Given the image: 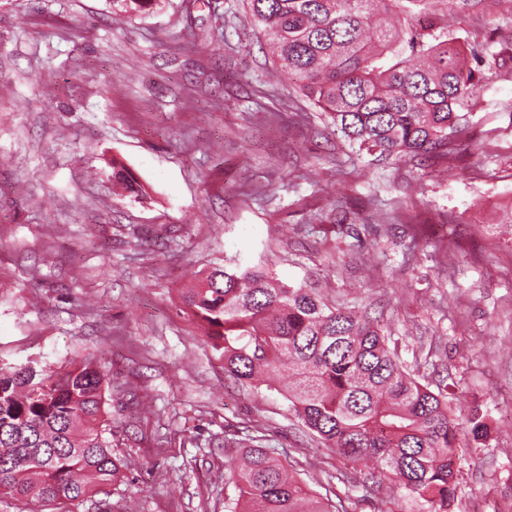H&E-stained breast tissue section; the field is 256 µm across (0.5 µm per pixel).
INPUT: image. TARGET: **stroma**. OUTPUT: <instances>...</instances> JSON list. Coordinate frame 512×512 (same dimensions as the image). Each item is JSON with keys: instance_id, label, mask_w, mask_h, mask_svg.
<instances>
[{"instance_id": "obj_1", "label": "stroma", "mask_w": 512, "mask_h": 512, "mask_svg": "<svg viewBox=\"0 0 512 512\" xmlns=\"http://www.w3.org/2000/svg\"><path fill=\"white\" fill-rule=\"evenodd\" d=\"M448 22L483 58L468 122L448 156L385 158L275 77L242 0H0V366L97 355L127 464L74 512H225L248 435L340 512H428L340 482L279 392L225 380L181 297L218 267L376 317L458 422L489 425L449 512H512V0ZM159 0H112V10L128 17H141L149 14ZM112 179L120 184L127 194L135 200L143 195L141 185L138 181L117 161L112 164Z\"/></svg>"}]
</instances>
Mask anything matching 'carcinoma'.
Masks as SVG:
<instances>
[{"label": "carcinoma", "instance_id": "obj_1", "mask_svg": "<svg viewBox=\"0 0 512 512\" xmlns=\"http://www.w3.org/2000/svg\"><path fill=\"white\" fill-rule=\"evenodd\" d=\"M159 0H112L141 17ZM275 63L361 149L382 156L448 154L479 78L448 38V0H244ZM112 179L142 188L120 163ZM222 351L228 379L251 389L288 370L289 409L324 446L367 468L369 488L393 479L430 512H448L468 434L488 437L476 411L463 427L388 346L377 321L329 307L262 269L215 268L184 294ZM110 374L88 355L47 371L0 368V494L68 512L121 481L112 452ZM228 512H333L272 452L245 449L228 469Z\"/></svg>", "mask_w": 512, "mask_h": 512}]
</instances>
